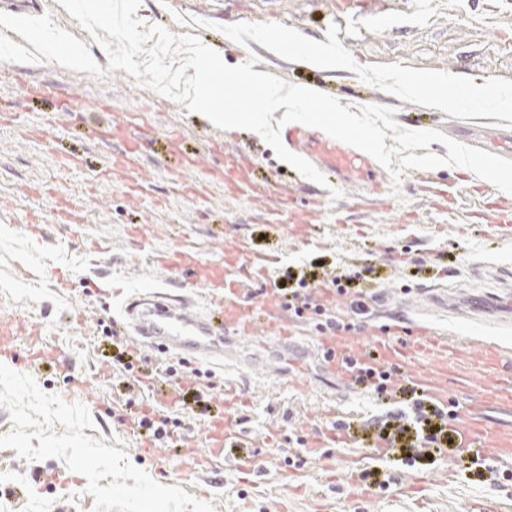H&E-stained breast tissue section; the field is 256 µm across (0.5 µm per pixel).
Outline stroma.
<instances>
[{"mask_svg":"<svg viewBox=\"0 0 512 512\" xmlns=\"http://www.w3.org/2000/svg\"><path fill=\"white\" fill-rule=\"evenodd\" d=\"M32 13L49 16L107 66L105 51L59 0H38ZM137 15L199 36L228 65L254 53L257 70L311 86L341 105L392 106L404 128L438 130L512 159V128L491 118L459 120L383 93L355 71L288 61L222 31L239 22L281 23L322 42L335 25L357 66L446 70L480 86L490 77L512 80V0H390L381 25L369 11L341 17L334 0H142ZM144 112L153 140L138 161V183L118 163L100 179L110 149L91 136L107 129L122 137ZM240 152L253 161L251 178L282 184L286 200L236 191L239 174L226 165ZM374 173L373 191L340 178L323 188L280 161L258 134L219 129L124 70L97 77L50 62L0 61V319L22 327L10 344L13 370L31 374L45 392L86 405L93 420L86 436L126 451L133 465L212 503L215 512H512V478L490 476L494 457L481 465L451 447L441 459L412 467L378 462L361 430L383 406L362 389L345 393L344 383L310 360H298L285 379L252 359H271V349L241 337L214 370L209 402L184 411L169 392L192 382L169 378L167 357L125 335L116 347L101 337V320L155 285L174 296H204L205 266L241 249L266 260L263 273H241V287L272 306L283 304L275 288L290 287L291 277L373 259L374 278L358 283L372 297L363 338L380 324L411 321L443 333L452 346L476 337L512 342V312L502 309L512 300V240L491 234L484 216L499 190L461 167L408 169L397 198L389 172L378 165ZM429 177L431 192L423 188ZM334 188L343 199L331 201ZM31 222L43 224L41 235L25 231ZM179 245L196 254L193 274L170 275L150 264V251ZM55 277L67 287H54ZM35 343L45 354L32 369ZM123 347L137 356L136 372L153 375L140 392L126 389ZM152 411L180 418L182 426L179 439L147 454L132 417ZM339 419L352 424L354 437H326ZM218 422L242 435V447L225 449L222 466L181 476L174 462L203 457V434ZM299 435L308 451L302 469L269 464L271 454L294 452ZM248 453L263 472L239 469ZM374 469L392 478L386 495L365 489L361 475ZM413 482L419 491L404 493ZM86 487L62 459H28L0 447V512H93Z\"/></svg>","mask_w":512,"mask_h":512,"instance_id":"stroma-1","label":"stroma"}]
</instances>
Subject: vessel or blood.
<instances>
[{
	"label": "vessel or blood",
	"instance_id": "obj_1",
	"mask_svg": "<svg viewBox=\"0 0 512 512\" xmlns=\"http://www.w3.org/2000/svg\"><path fill=\"white\" fill-rule=\"evenodd\" d=\"M284 137L293 147H303L314 156L320 166L336 174L368 172L365 155L344 146L340 141L310 134L303 126L294 124L284 130ZM152 261L166 271L189 269L185 252L178 247L154 252ZM238 265L228 264L213 270L207 307L198 312L183 301L165 302L156 298L133 301L126 308L136 336L158 349L177 355H189L201 361L223 359L224 348L239 336L255 335L256 323L252 307L239 287ZM224 315V331L216 333L213 319L216 313ZM266 338L276 345V355L289 360L295 345V330L285 319H275L265 326ZM402 328L389 326L386 332L363 344L352 335H325L314 339L312 353L315 359L335 376L352 378L354 363H369L368 349H376L383 365L410 369L412 385L438 404H447L452 391L469 388L471 376L461 361L463 352H449L448 341L432 334L425 327L412 329L409 338H402ZM485 364L497 368L496 383L473 402L464 406L450 429L458 438L460 447L489 454L512 452V431L495 424L487 417L491 407L512 408V349L495 342L473 339Z\"/></svg>",
	"mask_w": 512,
	"mask_h": 512
}]
</instances>
